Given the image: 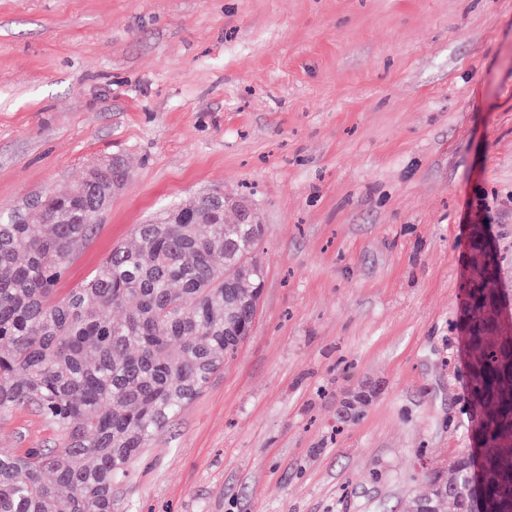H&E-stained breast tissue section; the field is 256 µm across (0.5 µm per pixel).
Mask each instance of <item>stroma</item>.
Wrapping results in <instances>:
<instances>
[{
  "mask_svg": "<svg viewBox=\"0 0 512 512\" xmlns=\"http://www.w3.org/2000/svg\"><path fill=\"white\" fill-rule=\"evenodd\" d=\"M115 155L63 288L209 189L266 227L251 334L116 512H408L470 444L477 225L512 289V0H0V208ZM57 442L0 412V448Z\"/></svg>",
  "mask_w": 512,
  "mask_h": 512,
  "instance_id": "1",
  "label": "stroma"
}]
</instances>
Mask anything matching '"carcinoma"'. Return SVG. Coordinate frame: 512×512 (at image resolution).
Returning a JSON list of instances; mask_svg holds the SVG:
<instances>
[{
  "instance_id": "cac0c4a2",
  "label": "carcinoma",
  "mask_w": 512,
  "mask_h": 512,
  "mask_svg": "<svg viewBox=\"0 0 512 512\" xmlns=\"http://www.w3.org/2000/svg\"><path fill=\"white\" fill-rule=\"evenodd\" d=\"M129 178L104 160L66 195L43 191L0 210V410L30 406L56 448L0 450V512H114L112 486L193 401L250 333L265 229L243 203L204 194L137 227L80 284L59 295L75 247L97 232V207ZM237 222L224 223V208ZM476 275L460 330L472 447L429 474L413 512H512V327L500 305L501 255L475 231Z\"/></svg>"
}]
</instances>
